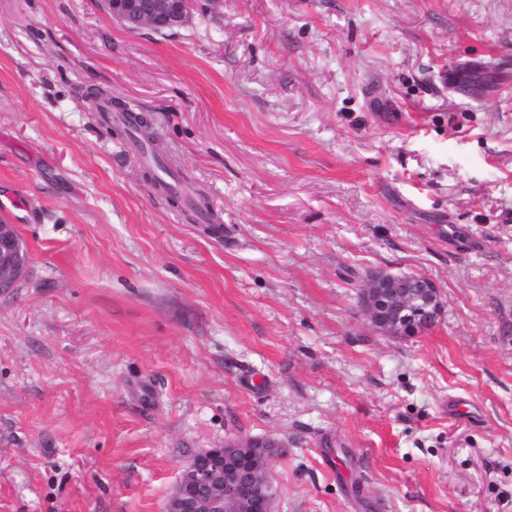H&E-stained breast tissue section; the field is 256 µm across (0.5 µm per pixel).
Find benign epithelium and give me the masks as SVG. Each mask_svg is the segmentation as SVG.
<instances>
[{
  "label": "benign epithelium",
  "mask_w": 512,
  "mask_h": 512,
  "mask_svg": "<svg viewBox=\"0 0 512 512\" xmlns=\"http://www.w3.org/2000/svg\"><path fill=\"white\" fill-rule=\"evenodd\" d=\"M105 6L130 31L163 32L188 22L193 0H105ZM25 265L13 226L0 224V293L13 288ZM359 302L376 331L403 338L425 333L442 311L431 279L406 284L383 270L367 274ZM285 448L274 438H241L200 451L183 467L166 512H274L278 490L268 473Z\"/></svg>",
  "instance_id": "1"
}]
</instances>
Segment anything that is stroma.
Listing matches in <instances>:
<instances>
[{
  "label": "stroma",
  "instance_id": "stroma-1",
  "mask_svg": "<svg viewBox=\"0 0 512 512\" xmlns=\"http://www.w3.org/2000/svg\"><path fill=\"white\" fill-rule=\"evenodd\" d=\"M12 197L0 512H165L247 437L288 445L277 512H512V0H195L165 33L0 0ZM374 268L431 278L436 325L374 332Z\"/></svg>",
  "mask_w": 512,
  "mask_h": 512
}]
</instances>
